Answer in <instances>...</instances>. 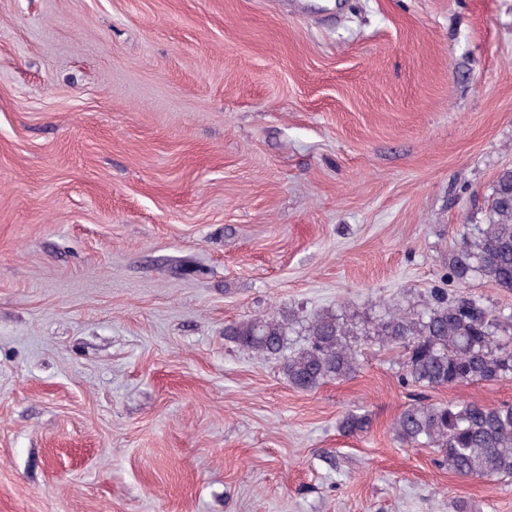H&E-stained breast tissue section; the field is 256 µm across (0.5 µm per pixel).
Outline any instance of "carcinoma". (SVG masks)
<instances>
[{
	"label": "carcinoma",
	"mask_w": 512,
	"mask_h": 512,
	"mask_svg": "<svg viewBox=\"0 0 512 512\" xmlns=\"http://www.w3.org/2000/svg\"><path fill=\"white\" fill-rule=\"evenodd\" d=\"M452 277L460 282L477 274L485 282L512 291V170L500 174L494 187L488 223L474 240H464L448 258ZM503 313L479 298L448 300L440 291L426 310H387L366 335L402 352L403 379L420 389L459 383L494 381L512 376V324ZM295 315L281 310L232 322L224 336L256 356L280 354L288 348ZM306 344L284 357L283 374L301 390L329 380L349 378L358 368L353 327L332 311L316 314L304 325ZM370 419L349 412L340 422L346 435L365 432ZM393 431L402 442L437 449L435 464L470 478H512V405L475 402L430 403L417 397L395 419Z\"/></svg>",
	"instance_id": "obj_1"
}]
</instances>
